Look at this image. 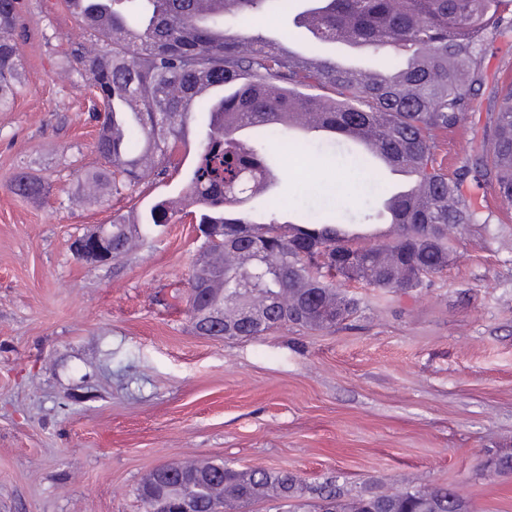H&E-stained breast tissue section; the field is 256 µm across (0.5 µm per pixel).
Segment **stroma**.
<instances>
[{
	"label": "stroma",
	"instance_id": "35a3bbf8",
	"mask_svg": "<svg viewBox=\"0 0 512 512\" xmlns=\"http://www.w3.org/2000/svg\"><path fill=\"white\" fill-rule=\"evenodd\" d=\"M24 90L0 112V512H143L140 484L168 462H226L337 476L346 497L454 488L472 512H512V223L451 225L447 271L405 293L358 288L333 332L285 327L249 339L194 332L187 280L204 241L179 221L88 266L77 236L113 215L183 197V177L142 193L88 190L94 94L71 47L92 41L64 0H20ZM478 106L451 134L469 153L488 98L512 80V36L484 47ZM279 207L339 203L365 221L371 180L346 142L280 159ZM43 179L44 203L9 189Z\"/></svg>",
	"mask_w": 512,
	"mask_h": 512
}]
</instances>
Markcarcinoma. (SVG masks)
<instances>
[{"label": "carcinoma", "instance_id": "1", "mask_svg": "<svg viewBox=\"0 0 512 512\" xmlns=\"http://www.w3.org/2000/svg\"><path fill=\"white\" fill-rule=\"evenodd\" d=\"M83 23L100 47L70 53V66L102 100L95 150L105 168L85 179L104 180L112 195L140 190L148 171L177 172L187 150L193 109L209 114V129L188 174L186 195L197 212L194 224L223 231L207 255V277L190 275L188 305L220 303L229 313L247 304L264 327L242 326V338L284 326L331 330L359 310L342 287L371 286L393 292L418 287L429 274L448 268V239L438 226L488 228L512 211V82L496 88L488 120L472 153L445 165L447 135L473 111L482 87L483 46L512 32V0H311L303 15L313 35L304 56L291 44L261 35L242 36L224 26L228 18L259 24L286 17L292 0H78ZM18 0H0V110L22 90V64L15 38ZM353 38L382 54L405 58L403 66L355 74L324 59L318 45ZM301 126L364 142L371 150L353 155L373 176L376 197L392 198V183L374 162L380 153L414 173L410 193L395 201L394 237L373 249L360 248L340 209L309 210L280 221L277 194L279 152H301L312 137L295 138ZM486 184L498 203L467 197V183ZM11 191L40 202L44 184L26 173ZM270 195V220L251 221L247 203ZM178 209L154 203L146 216L112 218V259L122 257L129 236L169 224ZM485 467L512 473V453ZM209 479L193 483L198 512H221L224 499L248 504L267 492L284 501L307 494L325 502V512H470L468 502L447 488L368 491L344 499L336 482L316 486L285 470H247L204 465Z\"/></svg>", "mask_w": 512, "mask_h": 512}]
</instances>
